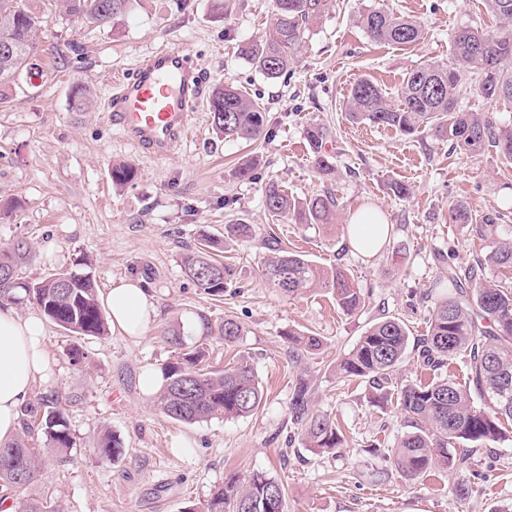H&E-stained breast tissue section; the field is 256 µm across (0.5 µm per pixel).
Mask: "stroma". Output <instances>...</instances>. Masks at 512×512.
<instances>
[{"instance_id": "obj_1", "label": "stroma", "mask_w": 512, "mask_h": 512, "mask_svg": "<svg viewBox=\"0 0 512 512\" xmlns=\"http://www.w3.org/2000/svg\"><path fill=\"white\" fill-rule=\"evenodd\" d=\"M47 23L40 39L44 77L38 88L0 104V247L18 239L32 254L24 276L37 281L62 270L89 272L99 296L125 278L140 280L157 304L143 337L111 328L101 337L75 336L46 323L43 343L54 366L36 382L31 399L59 400L73 446L58 452L42 431L30 444L43 465L19 489H0V500L22 506L52 498L59 512H184L233 475L264 473L282 481L288 512H504L512 506V443L475 449L467 469L437 468L409 482L388 453L407 426L394 404L380 402L364 382H347L336 362L377 317L404 321L411 336L428 330L425 295L439 275L437 253L458 263L484 256L488 241L475 224L489 211L512 233V166L495 151L470 157L422 131L352 122L345 110L356 80L368 78L397 102L412 69L453 63L451 34L469 25L487 31L498 21L484 0H331L306 31L287 75L267 79L242 54L269 26L273 0H230L216 13L213 0H136L116 27L66 14L61 0H31ZM382 7L419 21L412 45L372 42L360 25L365 10ZM187 47L211 86L232 81L262 103L269 133L255 141L213 132L208 108L197 129L163 159L140 154L112 126L104 110L114 74L130 71L145 55L170 43ZM89 86L94 106L72 111L74 83ZM329 130L326 149L335 171L317 172L305 139L310 124ZM252 164L248 178L241 165ZM131 165L134 179L113 184V166ZM276 181L303 199L331 193L335 224L317 226L272 219L264 187ZM410 187L408 197L390 186ZM465 201L472 221L455 223L453 202ZM383 213L395 233L377 253L348 245L351 214ZM244 221L252 240L228 243L223 261L233 270L223 296H211L182 272V258L201 232L223 234ZM276 241L314 263L345 267L366 297L364 310L344 313L331 294L313 290L286 298L259 275L266 241ZM219 326L233 317L244 334L227 350L219 334L203 335L201 317ZM318 337L319 349L288 359V331ZM203 345L208 365L223 366L233 353L249 357L264 398L253 415L194 424L171 420L140 384L144 370H162L180 344ZM82 360H74V350ZM311 381L317 410L336 418L343 446L309 450L288 419L297 376ZM119 438V460L101 454V429ZM476 482L481 492L463 501L454 489Z\"/></svg>"}]
</instances>
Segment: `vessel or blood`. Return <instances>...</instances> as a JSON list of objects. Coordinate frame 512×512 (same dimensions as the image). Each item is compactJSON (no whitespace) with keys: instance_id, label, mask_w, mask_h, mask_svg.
Masks as SVG:
<instances>
[{"instance_id":"obj_1","label":"vessel or blood","mask_w":512,"mask_h":512,"mask_svg":"<svg viewBox=\"0 0 512 512\" xmlns=\"http://www.w3.org/2000/svg\"><path fill=\"white\" fill-rule=\"evenodd\" d=\"M206 96V78L179 44L138 61L129 74L114 75L106 110L139 153L162 159L188 137Z\"/></svg>"}]
</instances>
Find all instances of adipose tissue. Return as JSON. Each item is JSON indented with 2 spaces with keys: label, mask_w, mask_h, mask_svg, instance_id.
<instances>
[{
  "label": "adipose tissue",
  "mask_w": 512,
  "mask_h": 512,
  "mask_svg": "<svg viewBox=\"0 0 512 512\" xmlns=\"http://www.w3.org/2000/svg\"><path fill=\"white\" fill-rule=\"evenodd\" d=\"M388 237L389 229L380 211L366 208L350 216L348 242L356 252L380 251ZM106 305L113 327L131 337L143 336L156 314L152 296L132 279L110 288ZM43 335L39 314L23 317L10 304L0 305V442L14 437L32 385L46 378L52 369Z\"/></svg>",
  "instance_id": "adipose-tissue-1"
}]
</instances>
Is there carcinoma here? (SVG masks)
<instances>
[{
  "label": "carcinoma",
  "instance_id": "obj_1",
  "mask_svg": "<svg viewBox=\"0 0 512 512\" xmlns=\"http://www.w3.org/2000/svg\"><path fill=\"white\" fill-rule=\"evenodd\" d=\"M66 12L101 25L115 26L133 0H61ZM486 9L502 27L484 33L470 26L457 28L451 43L457 65L431 62L406 74L399 103H387L382 90L362 78L351 87L346 111L355 122L391 127L403 135L423 129L446 140L467 155L492 148L512 165V125H500L488 112H473L464 100L512 99V0H485ZM327 0H274L270 27L258 43L243 49L253 65L269 79H278L295 62L307 25L316 21ZM368 37L380 43L411 45L423 29L414 19L373 8L360 15ZM43 16L26 0H0V103L6 102L20 81L34 67L39 55ZM87 88L73 87L70 106L75 112L90 107ZM213 129L224 138L258 139L267 133V115L249 94L231 82L216 88L210 98ZM328 129L320 124L306 128V139L315 154L317 169L333 170L325 143ZM265 207L272 217H286L294 224H328L336 213V198L330 193L304 200L288 196L282 186L270 181L264 188ZM499 212H488L475 232L490 241L485 259L455 264L438 254L440 276L436 287H447L429 315L427 334L410 338L406 325L395 317L375 319L357 344L336 363L347 381H366L376 398L396 403L410 431L399 438L389 459L394 470L409 481L423 477L436 465L462 470L469 465L476 447L512 441L504 422H512V286L489 283L483 277L484 263L512 270V236L499 233ZM250 224L224 225V238L200 235L198 245L183 257L186 276L207 294L219 296L231 280V268L219 260L228 241H247ZM29 256L27 241L18 240L0 249V301L29 303L51 322L80 336H104L109 325L98 298L92 275L60 271L39 281H29L22 269ZM263 283L284 296L317 288L332 293L336 304L354 315L365 307L361 289L347 269L320 267L281 245L269 248L259 268ZM224 345L231 348L243 336L235 319L224 318L220 326ZM319 338L288 332V357L295 361L316 349ZM417 353L425 370L438 371L464 351L469 356L467 381L435 376L398 388L388 387L408 351ZM200 348H186L163 367L164 384L158 401L162 412L177 421L196 423L212 418L247 417L259 409L263 390L253 364L245 356L232 359L219 369L203 365ZM43 433L52 447L66 452L73 447L64 408L42 400ZM291 423L301 431L311 448L333 450L343 442L337 422L314 409L311 382L296 378L288 406ZM102 452L112 458L123 455L119 439L104 434ZM38 456L28 440L18 438L0 445V487L18 488L37 474ZM185 512H287V491L276 478L254 473L247 479L231 476L214 488L205 503Z\"/></svg>",
  "mask_w": 512,
  "mask_h": 512
}]
</instances>
